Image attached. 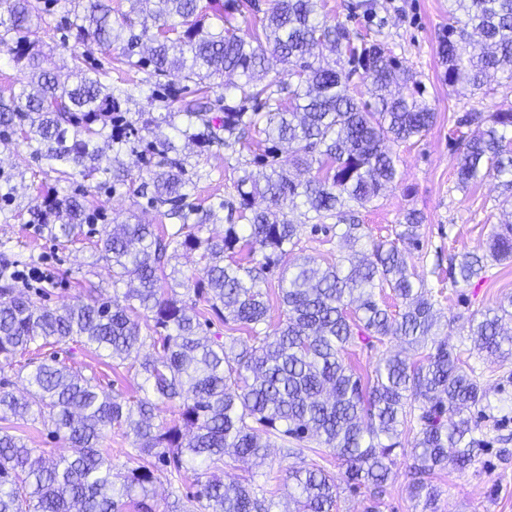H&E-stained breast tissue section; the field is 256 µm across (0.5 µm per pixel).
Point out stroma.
<instances>
[{
    "label": "stroma",
    "mask_w": 512,
    "mask_h": 512,
    "mask_svg": "<svg viewBox=\"0 0 512 512\" xmlns=\"http://www.w3.org/2000/svg\"><path fill=\"white\" fill-rule=\"evenodd\" d=\"M356 2L326 0L325 10L346 24L353 40L381 42L411 68L421 83L424 101L437 114L425 136L391 145L397 158L398 181L372 205L357 209L356 215L372 235L385 236L400 224L408 210H420L425 216L421 227L423 247L410 250L408 261L432 285L436 282L433 269L438 257L483 251L500 228L498 202L504 191L501 183L487 178L466 189L457 184L456 120L472 109L493 112L511 106L512 81L502 80L486 96L442 82L438 39L448 24V0H372L373 15L369 18L356 9ZM0 168L14 173L16 185L9 218L0 219V253L9 254L17 270L37 268L47 274L46 279L22 284V291L53 307L85 300L90 285L98 287L101 296H111L112 271L92 242L60 245L47 225L31 221L30 210L41 202L45 190L65 196L77 189V182L63 178L45 159L34 157L18 138L0 147ZM187 169L195 174L194 199L204 206L219 204L233 195L240 174L235 154L221 148L190 154ZM91 199L101 214L94 225L98 232L112 220L121 221L132 215L147 224L163 228L171 225L164 208L148 206L145 199L125 186L95 192ZM305 256L322 263L339 259L342 253L336 240L328 235L303 230L299 245L279 255L276 268L263 286L269 295L268 329H275L284 318L277 299L281 274L293 272ZM510 296L512 261H492L468 286L445 288L440 299L448 321V339L480 374L488 406L480 420L479 436L484 445L473 463L464 469L451 466L437 474L435 512H512V358L491 363L467 336L470 315L497 307ZM54 356L64 360L72 371L96 375L101 390L107 393H138L139 379L134 369L113 366L111 359L99 357L83 343L48 346L39 353L43 360ZM416 438L415 430L408 427L400 435L403 451L395 458L379 512H422L408 489L412 463L408 450ZM310 463L324 467L341 484L336 512H365L370 504L365 490L345 486V468L326 448L300 457H286L279 448H271L268 458L256 467L254 480L263 488H277L278 499L284 503L288 500L289 470Z\"/></svg>",
    "instance_id": "1"
}]
</instances>
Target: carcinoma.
<instances>
[{"label":"carcinoma","instance_id":"1","mask_svg":"<svg viewBox=\"0 0 512 512\" xmlns=\"http://www.w3.org/2000/svg\"><path fill=\"white\" fill-rule=\"evenodd\" d=\"M59 0H9L0 18V46L28 72L22 91L0 97V139L19 136L38 157L99 189L140 181L136 193L152 205H167L179 228L160 235L152 224H107L94 244L112 268L113 284L136 283L110 299L94 296L50 307L23 294L14 264H0V372L17 354L81 339L106 353L112 365L136 368L140 397L98 390L93 378L56 362H41L28 374L27 395L0 381V414L26 421L32 406L67 440L73 452L48 461L23 438L0 429V512H154L151 488L159 476L197 472L196 491L175 499L169 512H274L271 497L253 487L252 467L280 442L286 456H301L316 438L346 465V482L379 490L394 465L401 427L416 424L411 449V498L435 512L437 472L453 463L470 465L483 440L472 414L484 412L486 391L476 370L441 331L444 313L425 280L410 270L406 250L422 248L424 215L407 212L392 240L367 238L354 208L373 203L396 179L386 142L422 137L436 113L412 96L394 91L417 86L414 73L375 41L352 40L345 25L320 12L321 0H272L252 31L234 24L252 0H209L222 25L206 24L200 0H130L131 12L112 21V0H72L64 17V40L94 41L119 62L154 77L149 93L136 82L114 88L108 72L85 68L72 53L62 65L31 39L33 20L53 13ZM157 34L150 33L151 28ZM443 80L450 87L481 90L497 76L512 79V0H448V27L439 37ZM281 65V73L266 79ZM67 67L72 82L59 81ZM235 74L211 98L210 80ZM192 82L195 89L175 79ZM374 99L361 102L363 94ZM145 96L137 118L128 103ZM180 102L176 112L156 105ZM219 115H214V112ZM457 124L469 130L457 156L458 185L492 177L512 189V106L495 112H464ZM204 153L260 147L244 163L233 200L204 207L190 202L189 178L179 142ZM139 152L143 169L133 174L123 155ZM317 167H312V164ZM315 169L304 181L284 165ZM82 189L45 197L32 217L54 216L51 235L83 242L86 224L98 213ZM265 206L256 205V199ZM305 208L312 230L336 237L348 255L322 268L306 256L281 278L278 299L285 319L273 332L262 329L268 306L261 283L279 254L300 241L303 225L288 212ZM230 224L221 238H201L206 224ZM246 220L232 223V216ZM336 223L325 225L328 219ZM483 254L450 257L448 279L467 286L487 258L512 260V212ZM199 252L206 279H176L166 272L170 257ZM261 253L260 260L240 254ZM182 288L194 294L187 304ZM138 312L145 322L130 319ZM232 322L254 344L227 343L201 335L211 318ZM512 298L467 320L468 336L492 359L512 356ZM361 339H395L418 355L382 358L374 377L362 381L344 355ZM161 349L141 354L146 346ZM160 402L178 403V417L165 427L153 421ZM116 429L132 438L131 467L112 473L100 440ZM246 466L243 483L227 488L224 458ZM283 512H333L340 496L336 478L313 464L288 471Z\"/></svg>","mask_w":512,"mask_h":512}]
</instances>
